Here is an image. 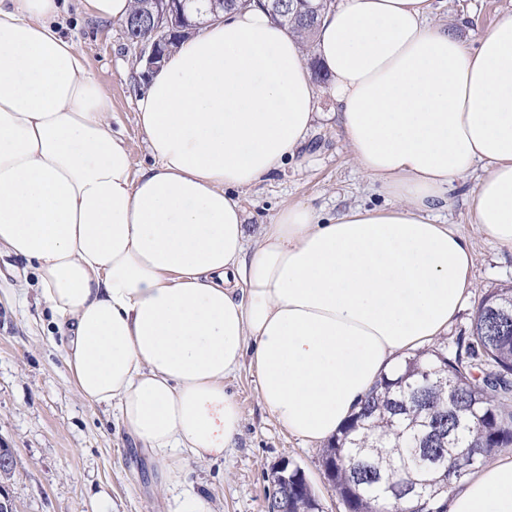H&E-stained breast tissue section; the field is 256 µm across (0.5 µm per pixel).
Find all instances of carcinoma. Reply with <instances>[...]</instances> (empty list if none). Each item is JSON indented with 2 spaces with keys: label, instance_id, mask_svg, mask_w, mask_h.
Instances as JSON below:
<instances>
[{
  "label": "carcinoma",
  "instance_id": "carcinoma-1",
  "mask_svg": "<svg viewBox=\"0 0 512 512\" xmlns=\"http://www.w3.org/2000/svg\"><path fill=\"white\" fill-rule=\"evenodd\" d=\"M334 0H311V21L276 15L311 41ZM512 447V286L493 288L456 349L417 352L397 375L376 383L322 450V464L345 512H427L419 493L480 468ZM288 463V512H321L315 492Z\"/></svg>",
  "mask_w": 512,
  "mask_h": 512
}]
</instances>
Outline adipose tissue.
<instances>
[{
	"mask_svg": "<svg viewBox=\"0 0 512 512\" xmlns=\"http://www.w3.org/2000/svg\"><path fill=\"white\" fill-rule=\"evenodd\" d=\"M61 12L0 0V247L33 267L81 398L163 462L169 512H210L185 471L236 445L225 378L250 366L273 418L318 444L447 331L474 259L441 215L474 167L472 222L512 251V15L471 49L433 0H338L307 49L266 10L228 12L148 77L138 169ZM314 58L385 203L298 202L249 236L239 194L317 120ZM448 512H512V457L453 483Z\"/></svg>",
	"mask_w": 512,
	"mask_h": 512,
	"instance_id": "obj_1",
	"label": "adipose tissue"
}]
</instances>
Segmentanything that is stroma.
Returning <instances> with one entry per match:
<instances>
[{"label":"stroma","mask_w":512,"mask_h":512,"mask_svg":"<svg viewBox=\"0 0 512 512\" xmlns=\"http://www.w3.org/2000/svg\"><path fill=\"white\" fill-rule=\"evenodd\" d=\"M436 21L470 47L481 32L512 14V0H434ZM64 33L83 52L112 100V129L121 136L136 166L150 164L145 138L135 123L134 102L143 84L121 23L84 17L75 0L62 13ZM319 119L297 156L269 178L241 194L250 228L276 211L303 202L333 216L354 205L383 199L369 189L354 164L332 113L336 103L328 74L315 76ZM480 178L472 172L452 191L446 215L468 239L474 256L472 296L449 324L438 346L453 348L471 331L484 293L512 283V252L481 236L467 199ZM55 328L41 299L33 269L0 249V448L13 449L16 467L0 483L15 512H168L156 487L163 464L136 448L112 410L92 408L68 380L63 352L50 345ZM241 406V431L223 459L190 464L186 480L204 488L212 512H265L272 466L300 465L324 512H344L321 463V450L288 434L262 405L253 370L243 367L224 382Z\"/></svg>","instance_id":"obj_1"}]
</instances>
